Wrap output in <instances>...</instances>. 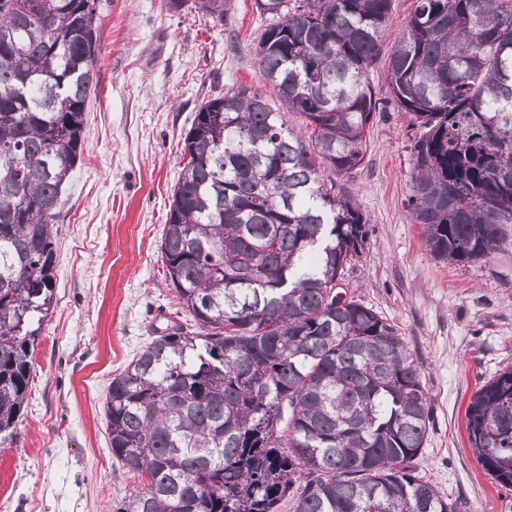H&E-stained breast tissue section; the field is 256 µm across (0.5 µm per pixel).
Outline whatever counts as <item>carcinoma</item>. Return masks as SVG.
I'll return each instance as SVG.
<instances>
[{
  "instance_id": "cac0c4a2",
  "label": "carcinoma",
  "mask_w": 512,
  "mask_h": 512,
  "mask_svg": "<svg viewBox=\"0 0 512 512\" xmlns=\"http://www.w3.org/2000/svg\"><path fill=\"white\" fill-rule=\"evenodd\" d=\"M295 5H290V2ZM224 21L231 0H166ZM267 97L229 86L184 143L160 252L192 322L154 337L108 387L112 458L140 488L116 512H455L411 466L429 398L398 329L334 293L368 219L321 170L365 164L379 99L419 126L406 207L455 264L512 240V0H255ZM97 0H0V434L30 394L54 305L53 221L83 151ZM471 448L512 486V369L465 410Z\"/></svg>"
}]
</instances>
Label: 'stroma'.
I'll list each match as a JSON object with an SVG mask.
<instances>
[{
  "instance_id": "stroma-1",
  "label": "stroma",
  "mask_w": 512,
  "mask_h": 512,
  "mask_svg": "<svg viewBox=\"0 0 512 512\" xmlns=\"http://www.w3.org/2000/svg\"><path fill=\"white\" fill-rule=\"evenodd\" d=\"M254 2L233 0L218 22L165 0H98L96 90L55 221V300L28 406L0 440V512H115L135 487L112 457L103 402L151 336L186 321L161 235L200 106L233 84L269 92L255 56L267 19ZM369 79L382 103L365 168L337 181L366 214L368 239L336 291L395 325L418 359L430 400L418 474L456 512H512V487L483 471L465 428L473 393L512 368V244L474 265L425 250L406 208L417 129L380 73Z\"/></svg>"
}]
</instances>
